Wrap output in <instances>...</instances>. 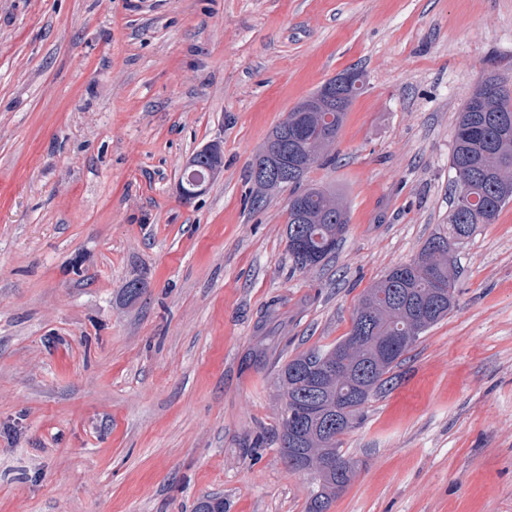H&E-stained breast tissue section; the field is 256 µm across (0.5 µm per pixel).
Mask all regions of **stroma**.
<instances>
[{"label":"stroma","instance_id":"35a3bbf8","mask_svg":"<svg viewBox=\"0 0 512 512\" xmlns=\"http://www.w3.org/2000/svg\"><path fill=\"white\" fill-rule=\"evenodd\" d=\"M354 68L308 174L349 223L299 271L288 194L251 208L248 165ZM486 78L512 88V0H0V512H306L276 374L447 232ZM214 141L221 174L183 202ZM457 266L454 310L342 436L359 469L329 512H512V204Z\"/></svg>","mask_w":512,"mask_h":512}]
</instances>
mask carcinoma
<instances>
[{
  "label": "carcinoma",
  "instance_id": "obj_1",
  "mask_svg": "<svg viewBox=\"0 0 512 512\" xmlns=\"http://www.w3.org/2000/svg\"><path fill=\"white\" fill-rule=\"evenodd\" d=\"M360 92L338 83L331 98L310 95L313 111L288 113L262 144L265 155L249 163L252 182L257 160L287 179L286 243L300 271L334 253L345 234L341 197L306 176L315 164L332 161L329 147ZM450 165L455 190L448 234L430 238L412 260L362 293L347 336L300 353L279 370L277 441L288 467L314 480L307 512H328L354 479L357 465L342 452L340 436L359 423L365 404L393 380L391 371L421 335L452 310L458 248L512 203V91L497 80L479 84L460 110ZM390 336H407L409 343L387 356L383 343Z\"/></svg>",
  "mask_w": 512,
  "mask_h": 512
}]
</instances>
